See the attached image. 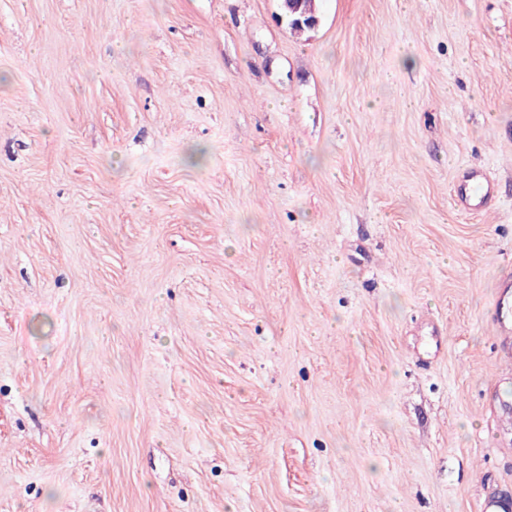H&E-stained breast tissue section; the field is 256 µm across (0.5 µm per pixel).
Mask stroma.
<instances>
[{
	"label": "stroma",
	"mask_w": 512,
	"mask_h": 512,
	"mask_svg": "<svg viewBox=\"0 0 512 512\" xmlns=\"http://www.w3.org/2000/svg\"><path fill=\"white\" fill-rule=\"evenodd\" d=\"M316 5L0 0V512L512 495V0ZM466 181L467 187L454 194L455 204L463 209L480 208L491 195V185L480 170L470 171Z\"/></svg>",
	"instance_id": "obj_1"
}]
</instances>
